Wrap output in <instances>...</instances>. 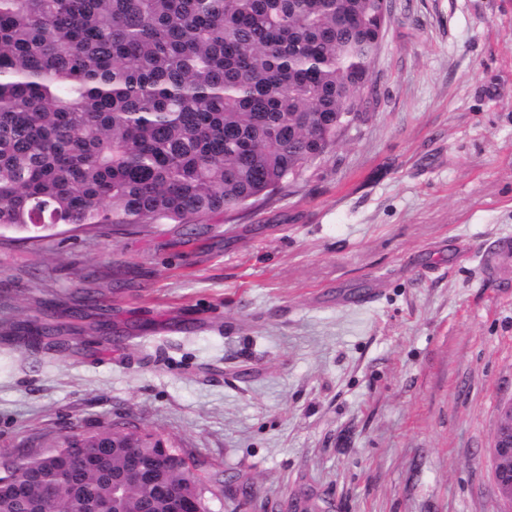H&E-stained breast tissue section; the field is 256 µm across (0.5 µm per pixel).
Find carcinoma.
<instances>
[{"label": "carcinoma", "mask_w": 512, "mask_h": 512, "mask_svg": "<svg viewBox=\"0 0 512 512\" xmlns=\"http://www.w3.org/2000/svg\"><path fill=\"white\" fill-rule=\"evenodd\" d=\"M371 0H0V238L189 224L293 182L366 111ZM0 457V512H195L176 440ZM145 466L156 495L135 483Z\"/></svg>", "instance_id": "1"}]
</instances>
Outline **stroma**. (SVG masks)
<instances>
[{"label": "stroma", "instance_id": "obj_1", "mask_svg": "<svg viewBox=\"0 0 512 512\" xmlns=\"http://www.w3.org/2000/svg\"><path fill=\"white\" fill-rule=\"evenodd\" d=\"M369 106L239 213L0 238V453L125 423L210 512H500L512 400V0H387ZM82 314L73 320L72 311ZM493 462L497 467L498 477L494 481V488L499 499H502L506 494L512 497V426L510 429L503 430L497 437L493 444ZM511 471V473H510ZM511 497L508 498L510 504L508 512L512 511Z\"/></svg>", "mask_w": 512, "mask_h": 512}]
</instances>
